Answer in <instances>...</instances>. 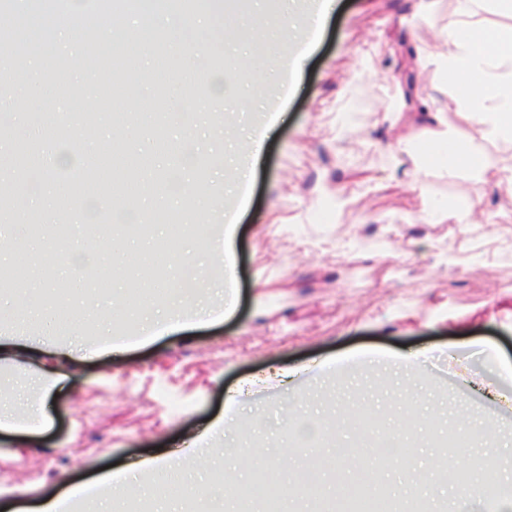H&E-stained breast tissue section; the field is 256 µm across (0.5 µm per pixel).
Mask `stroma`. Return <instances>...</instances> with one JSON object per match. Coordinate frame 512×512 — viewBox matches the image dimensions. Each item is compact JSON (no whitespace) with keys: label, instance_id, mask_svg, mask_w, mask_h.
Instances as JSON below:
<instances>
[{"label":"stroma","instance_id":"stroma-1","mask_svg":"<svg viewBox=\"0 0 512 512\" xmlns=\"http://www.w3.org/2000/svg\"><path fill=\"white\" fill-rule=\"evenodd\" d=\"M339 3L317 35L310 30L316 0H248L231 15L224 0H210L206 9L181 12L165 51L149 52L150 71H171L181 47L192 46L211 59L251 62L259 79L212 66L179 101L168 83L145 84L101 107L89 136L60 90L56 51L43 52L36 75L0 52V72L14 87L0 104V137L26 143L33 155L25 165L0 160V184L9 186L0 219L17 223L0 240V273L24 258L39 264L26 280H0V325L21 324L36 306L80 324L88 342L108 330L127 345L60 364L64 380L47 399V425L36 435L0 436L1 508L27 512L108 476L112 485L91 512H124V468L175 455L196 490L158 493L152 474L138 475L150 512H209L216 465L238 487L277 467L281 512H306L307 492L294 476L323 448L300 426L337 420L349 408L366 411L368 426L338 423L325 448L341 454L347 473L363 464L357 448L379 438L397 436L409 450L377 463V496L403 501L423 478L434 512H495L512 494L499 480L512 474V391L490 402L475 388L492 381L481 344L512 363V185L452 180L422 168L419 154L388 148L422 135L412 117L420 98L493 162L511 164L512 144L487 139L450 107L445 78L420 65L446 53L457 0ZM283 11L296 26L288 46L271 34ZM408 67L417 74L411 94L402 79ZM228 81L241 95L182 131V114ZM35 95L52 97L54 111H33ZM218 127L242 155L253 139L263 141L247 193H234L232 165L209 144ZM47 141L59 163L47 164ZM112 146L123 166L102 171L92 194H83L73 169ZM136 158L147 164L116 206L113 187L124 184V165ZM418 169L420 190L411 178ZM219 183L226 199L212 209L205 200ZM429 200L465 212V223L428 220ZM159 211L179 215V251L223 276L238 302L229 312L221 296L198 289L212 322L141 342L140 311L166 307L189 288L159 258L169 235L168 225L150 220ZM201 224L234 225L223 259L199 238ZM58 236L74 242L77 257L60 260ZM102 264L112 268L104 287ZM365 351L420 352L425 363L397 375L385 363L360 362ZM481 448L493 451L485 469L474 465ZM450 463L484 481L483 498L461 500L459 485L442 480Z\"/></svg>","mask_w":512,"mask_h":512}]
</instances>
